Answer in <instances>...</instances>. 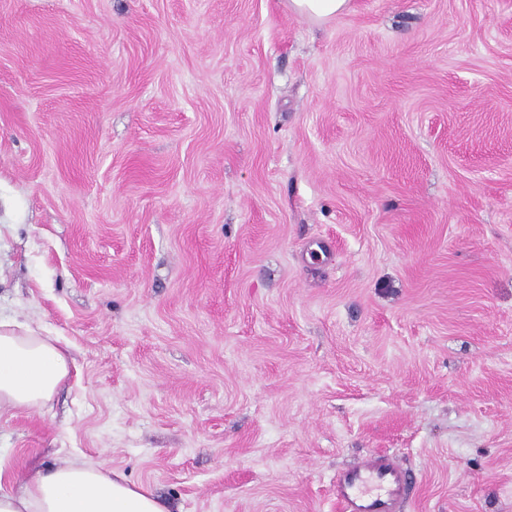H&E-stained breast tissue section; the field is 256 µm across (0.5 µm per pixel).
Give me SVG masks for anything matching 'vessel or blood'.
I'll return each mask as SVG.
<instances>
[{"label":"vessel or blood","mask_w":512,"mask_h":512,"mask_svg":"<svg viewBox=\"0 0 512 512\" xmlns=\"http://www.w3.org/2000/svg\"><path fill=\"white\" fill-rule=\"evenodd\" d=\"M408 489L407 473L396 457L369 453L336 480L339 512H399Z\"/></svg>","instance_id":"obj_1"}]
</instances>
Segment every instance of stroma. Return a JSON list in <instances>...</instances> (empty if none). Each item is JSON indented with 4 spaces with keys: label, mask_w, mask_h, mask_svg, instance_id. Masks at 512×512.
I'll return each instance as SVG.
<instances>
[{
    "label": "stroma",
    "mask_w": 512,
    "mask_h": 512,
    "mask_svg": "<svg viewBox=\"0 0 512 512\" xmlns=\"http://www.w3.org/2000/svg\"><path fill=\"white\" fill-rule=\"evenodd\" d=\"M0 316L70 359L17 481L512 512V0H0ZM288 6L295 13L324 21L346 13L350 0H289ZM407 489V473L396 457L369 453L336 479V502L341 512H398Z\"/></svg>",
    "instance_id": "obj_1"
}]
</instances>
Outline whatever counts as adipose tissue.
<instances>
[{
    "label": "adipose tissue",
    "mask_w": 512,
    "mask_h": 512,
    "mask_svg": "<svg viewBox=\"0 0 512 512\" xmlns=\"http://www.w3.org/2000/svg\"><path fill=\"white\" fill-rule=\"evenodd\" d=\"M69 375L58 339L0 318V410L47 407ZM0 512H167L151 492L104 465H52L14 485L0 459Z\"/></svg>",
    "instance_id": "adipose-tissue-1"
}]
</instances>
